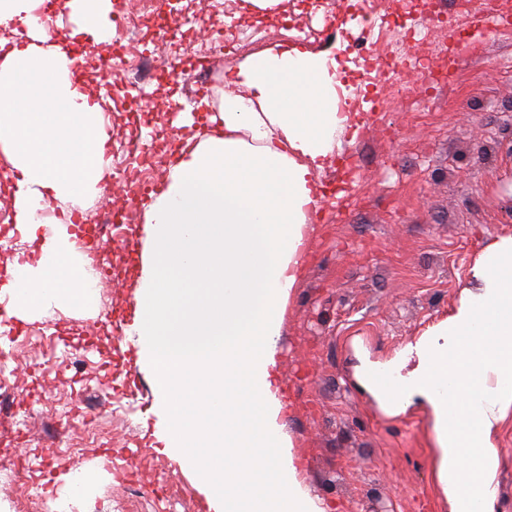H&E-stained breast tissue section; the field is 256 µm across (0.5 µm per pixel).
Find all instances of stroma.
I'll return each instance as SVG.
<instances>
[{
  "instance_id": "1",
  "label": "stroma",
  "mask_w": 512,
  "mask_h": 512,
  "mask_svg": "<svg viewBox=\"0 0 512 512\" xmlns=\"http://www.w3.org/2000/svg\"><path fill=\"white\" fill-rule=\"evenodd\" d=\"M496 2L499 24L452 45L460 58L452 80L427 83L413 106L403 94L361 81L351 61L370 45L322 0H284L265 10L232 2L236 21L259 31L262 48L334 57L336 106L359 120L342 139L341 160L315 174L329 193L308 215L315 231L301 256L304 274L288 302L275 368L304 486L329 512H372L379 501L389 512H449L435 476L428 406L416 400L388 412L363 389L356 368L365 359L386 364L406 355L465 292L477 290L471 269L487 247L512 236V0ZM288 13L317 41L283 36ZM410 14L421 16L418 0H382L363 17L386 41ZM139 36L160 62L142 94L141 122L185 138L169 104L189 105L194 86L173 81L154 24L140 27ZM108 56L89 51L86 79L107 103L112 152L122 155L128 127L120 98L139 91L130 71L101 68ZM240 61L213 55V90L200 100L199 115L223 109L229 69ZM143 211L134 202L130 225L113 228L102 254L113 285L92 289L90 311L59 303L17 326L13 393L35 412L25 419L26 441L0 446V460L42 458L43 512H205L196 474L157 439L164 416L153 373L138 364L128 332ZM61 400L79 408L75 421L56 419ZM75 440L78 452L53 456ZM497 445L493 509L512 512V415ZM78 471L96 474L80 492L73 489Z\"/></svg>"
}]
</instances>
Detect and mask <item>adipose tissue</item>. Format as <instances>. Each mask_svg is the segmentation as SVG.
<instances>
[{
	"label": "adipose tissue",
	"instance_id": "1",
	"mask_svg": "<svg viewBox=\"0 0 512 512\" xmlns=\"http://www.w3.org/2000/svg\"><path fill=\"white\" fill-rule=\"evenodd\" d=\"M43 0H0V158L16 172V222L36 238L42 211L88 208L110 173V123L74 74L69 47L42 22ZM76 35L111 43V0H68ZM210 128L192 135L147 206L130 331L153 371L167 447L200 477L210 512H325L304 488L281 424L276 344L303 275L301 249L314 174L330 163L350 116L336 112L325 58L296 48L240 62ZM90 274L69 235L44 240L36 261L10 262L18 312L65 302L90 308ZM479 284L414 346L395 378L361 367L391 409L414 397L432 409L436 473L450 512H492L512 411V237L473 268ZM250 451V463L232 449Z\"/></svg>",
	"mask_w": 512,
	"mask_h": 512
}]
</instances>
